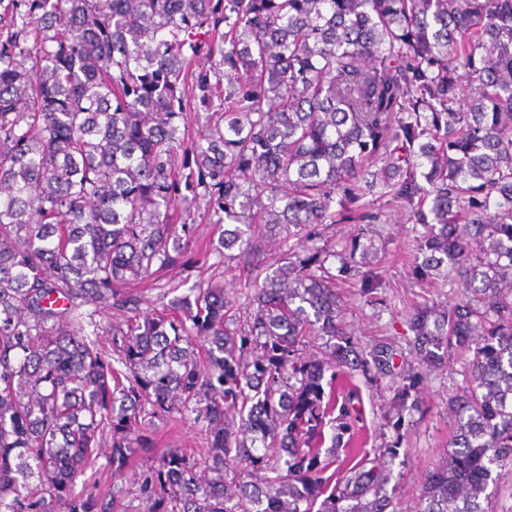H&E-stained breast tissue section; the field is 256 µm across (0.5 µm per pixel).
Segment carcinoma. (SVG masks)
I'll return each mask as SVG.
<instances>
[{
	"instance_id": "obj_1",
	"label": "carcinoma",
	"mask_w": 512,
	"mask_h": 512,
	"mask_svg": "<svg viewBox=\"0 0 512 512\" xmlns=\"http://www.w3.org/2000/svg\"><path fill=\"white\" fill-rule=\"evenodd\" d=\"M218 8L0 13V507L107 512L77 480L106 443L121 472L142 417L175 410L208 421L212 476L169 449L141 485L152 512H390L391 469L351 456L350 384L409 392L419 376L390 345L359 350L343 322L339 283L359 275L369 302L381 287L370 225L340 252L310 230L353 219L377 189L423 228L416 275L460 288L409 316L423 370L466 355L452 451L426 473L420 512H484L512 469V0H224L209 46L224 125L192 148L198 181L233 225L225 250L296 242L242 299L209 284L140 315L126 289L185 248L170 214L183 48ZM88 305L130 313L115 365L84 334Z\"/></svg>"
}]
</instances>
